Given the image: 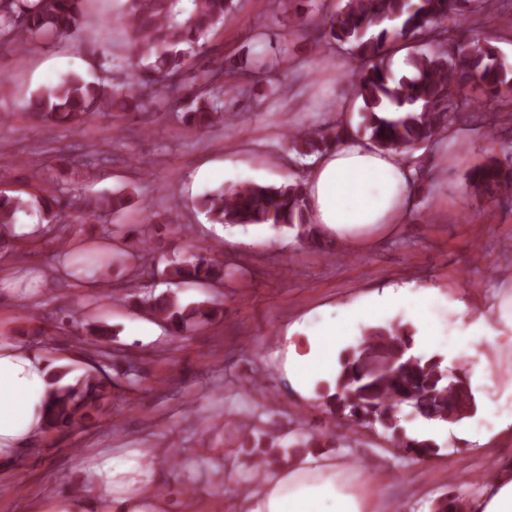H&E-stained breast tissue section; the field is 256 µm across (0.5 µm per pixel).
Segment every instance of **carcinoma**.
Segmentation results:
<instances>
[{
	"label": "carcinoma",
	"mask_w": 512,
	"mask_h": 512,
	"mask_svg": "<svg viewBox=\"0 0 512 512\" xmlns=\"http://www.w3.org/2000/svg\"><path fill=\"white\" fill-rule=\"evenodd\" d=\"M470 0H337L334 12L323 19L326 33L340 49L348 51L354 66L345 75L366 114L364 132L374 145L403 152L427 145L455 124L452 99L463 84L477 87L495 112L512 107V72L501 62L489 41L480 35L479 19L465 15L460 4ZM87 0H0V40L23 54L41 40L81 29ZM236 7L235 0H125L113 24L120 41L144 62L138 83L117 89L66 78L47 91L32 96L27 109L43 121L60 120L75 126L102 112L139 113L158 94L190 101L186 124L196 130L224 123V96L232 88L231 71L214 45L212 35ZM410 39L419 49L409 58L410 72L395 76L384 65L392 43ZM284 58H256L251 78L265 81L270 93L286 91L280 79ZM422 104L421 111L415 105ZM349 132L340 123L296 130L288 135L290 150L299 158L318 155L343 141ZM470 187L492 199L512 194V152L489 157L469 174ZM129 197L123 193L84 200L76 221L86 224L124 212ZM63 191L45 187L24 195L0 196V228H11L23 214L37 211L47 225L66 229ZM214 224H270L298 228L299 236L315 241V231L305 222L306 201L298 184L266 186L245 182L204 194L195 202ZM112 253L94 260L100 276L140 258L143 243L133 225L115 224ZM161 275L177 283L202 288L224 282V262L206 253H192L168 264ZM150 315L166 323L175 335L218 315L205 302L183 304L177 294H146L135 300ZM98 353L112 339L107 325H88ZM413 327L400 322L368 326L357 344L342 351L333 381L318 392L324 411L341 415L359 428L383 431L393 447L405 454L423 456L439 450L427 436L407 433L399 407L406 405L426 421L454 424L473 416L475 397L466 378L451 374L436 356L410 353ZM58 370L45 405V432L65 433L100 413L112 399V378L102 369L88 368L82 375ZM238 434L259 456L252 466L262 471L291 456L290 448H323L320 435L300 433L287 447L280 437L254 432L244 424ZM434 512H466V504L453 493L441 497Z\"/></svg>",
	"instance_id": "1"
}]
</instances>
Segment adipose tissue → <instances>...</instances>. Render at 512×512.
I'll use <instances>...</instances> for the list:
<instances>
[{
    "mask_svg": "<svg viewBox=\"0 0 512 512\" xmlns=\"http://www.w3.org/2000/svg\"><path fill=\"white\" fill-rule=\"evenodd\" d=\"M415 170L399 155L347 138L324 153L305 186L308 223L322 233L344 238L354 229L397 223L405 213ZM390 300L407 307L417 327L415 349L428 356L439 349L424 318L432 301L408 296L405 289ZM347 339L333 330L315 337L308 357L289 360L288 378L307 390L318 376L336 371L335 350ZM51 391L45 359L11 346H0V464H9L22 443L40 435L42 408ZM241 512H377L346 485L335 460L308 455L262 475Z\"/></svg>",
    "mask_w": 512,
    "mask_h": 512,
    "instance_id": "ef3b65f1",
    "label": "adipose tissue"
}]
</instances>
